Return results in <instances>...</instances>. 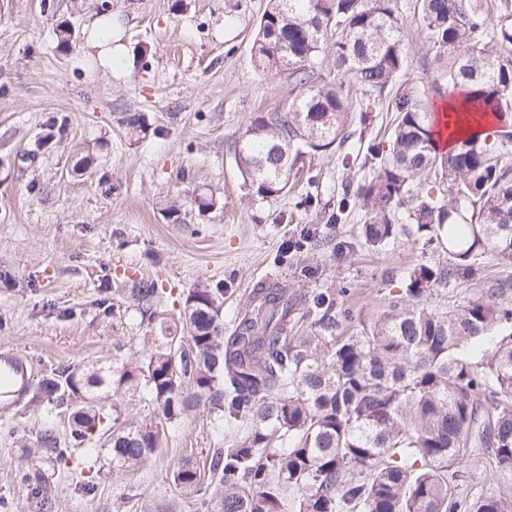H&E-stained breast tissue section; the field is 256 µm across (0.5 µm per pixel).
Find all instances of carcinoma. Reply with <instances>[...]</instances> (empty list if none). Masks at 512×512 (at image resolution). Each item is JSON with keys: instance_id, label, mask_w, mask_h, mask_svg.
Instances as JSON below:
<instances>
[{"instance_id": "1", "label": "carcinoma", "mask_w": 512, "mask_h": 512, "mask_svg": "<svg viewBox=\"0 0 512 512\" xmlns=\"http://www.w3.org/2000/svg\"><path fill=\"white\" fill-rule=\"evenodd\" d=\"M252 49L264 71L285 70L299 92L286 110L262 112L234 142L248 195L292 192L294 166L341 147L359 94L360 125L386 102L387 137L372 138L364 175L346 182L330 224L363 212L359 233L382 247L405 231L446 260L413 268L376 317L347 335L350 308L325 289L312 296L271 286L253 315L224 334V292L201 285L178 316L156 310L158 290L137 289L147 319L142 356L57 367L30 386L64 430L46 423L38 447L71 463V450L100 447L122 478L159 447L164 425L200 406L228 429L207 469L183 464L175 482L213 487L196 512H512V276L488 279L486 255L512 264V125L489 141L443 152L423 104L390 97L405 67L394 0H269ZM442 68L430 95L465 84L472 103L504 121L512 110V22L489 24L483 0H416ZM334 55L326 80L320 53ZM441 176L448 188L421 176ZM200 211L221 205L196 193ZM470 282L460 302L433 291ZM303 309L308 329L295 330ZM138 396L148 419L122 417L111 395ZM480 462L504 490L463 491V465Z\"/></svg>"}]
</instances>
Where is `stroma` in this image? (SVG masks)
<instances>
[{"mask_svg":"<svg viewBox=\"0 0 512 512\" xmlns=\"http://www.w3.org/2000/svg\"><path fill=\"white\" fill-rule=\"evenodd\" d=\"M406 66L396 84L418 101L441 67L415 0H396ZM268 0H0V350L30 364L32 379L59 366L142 354L147 330L136 290L155 284L160 307H183L204 282L224 291V329L248 309L270 274L313 294L352 287L346 301L359 329L414 267L437 260L422 240L397 236L374 250L357 222L326 224L357 166L391 117L353 133L342 148L315 156L320 171L307 212L287 198L246 196L231 146L251 117L285 108L295 96L287 72L263 71L253 56L254 27ZM112 16L119 61L105 67L88 45L92 21ZM69 28L61 43L60 28ZM145 121L131 134L126 121ZM64 132L48 138L50 125ZM93 152L88 177L72 172L75 151ZM224 201L199 213L189 187ZM177 205L180 222L166 217ZM353 243L347 255L324 249L283 255L303 228ZM48 414L24 398L0 406V512H156L176 504L194 512L198 492L174 483L184 462L210 461L225 445L223 424L200 408L166 426L161 444L133 475L113 480L104 449L81 451L86 470L27 455Z\"/></svg>","mask_w":512,"mask_h":512,"instance_id":"stroma-1","label":"stroma"}]
</instances>
